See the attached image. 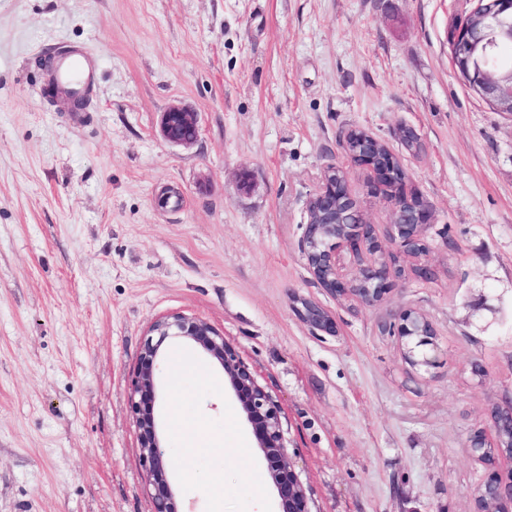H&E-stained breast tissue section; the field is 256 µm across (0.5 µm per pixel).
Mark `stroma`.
<instances>
[{
	"mask_svg": "<svg viewBox=\"0 0 512 512\" xmlns=\"http://www.w3.org/2000/svg\"><path fill=\"white\" fill-rule=\"evenodd\" d=\"M477 0H0V512H151L128 382L153 321L211 323L281 408L309 512H473L468 448L512 404V117L451 62ZM81 44L82 110L39 59ZM197 112L190 146L160 116ZM424 149L410 154L401 126ZM364 129L434 210L429 280L374 305L322 288L302 251L321 173ZM349 190L382 252L391 205ZM177 187V208L156 196ZM335 321L314 328L293 308ZM413 308L429 365L384 332ZM161 416L180 512H274L266 464L218 370L168 347ZM245 452L187 455L174 419ZM298 315L312 326L326 332H333L334 323L332 318L316 304L302 300L301 307H296Z\"/></svg>",
	"mask_w": 512,
	"mask_h": 512,
	"instance_id": "1",
	"label": "stroma"
}]
</instances>
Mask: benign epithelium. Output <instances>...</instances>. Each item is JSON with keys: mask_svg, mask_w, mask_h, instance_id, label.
I'll return each instance as SVG.
<instances>
[{"mask_svg": "<svg viewBox=\"0 0 512 512\" xmlns=\"http://www.w3.org/2000/svg\"><path fill=\"white\" fill-rule=\"evenodd\" d=\"M512 43V0H478L477 7L457 24L452 40V64L468 86L487 100L496 110L512 117V68L488 67V58L501 43ZM160 131L166 142L175 146L193 144L199 134L198 113L173 105L160 118ZM356 147L346 151L352 167L367 170L373 183L393 207V239L400 252L415 256L422 238L432 224V207L423 197L414 202L411 191L399 190L390 183V174L403 169L401 159L371 133L355 128L347 132ZM331 165L321 177L318 190L307 201L308 221L303 236V250L309 270L317 282L330 293L345 297L362 286L359 300L371 305L393 287L400 278L399 268L391 267L390 256L380 251L372 227L362 211L350 209L347 234L326 248L317 246L319 224L316 218L336 211V202L350 196L347 178L336 177ZM378 254L370 265L345 275L340 266V252L357 253L361 248ZM298 315L312 326L326 332L334 329L332 318L316 304L303 300L296 308ZM398 335L415 341V346L433 344V324L411 308L394 314ZM181 340L198 349L213 366L222 370L228 381L267 463V470L276 490V512H308L303 483L292 468L280 419V406L258 384L249 367L220 333L205 320L174 313L155 321L140 352L137 368L129 388V404L135 415L141 458L147 475L151 512H178L172 485L169 458L160 432L155 407L163 389L161 366L165 356L164 343ZM482 486L499 499V512H512V468L506 472L494 469L487 473Z\"/></svg>", "mask_w": 512, "mask_h": 512, "instance_id": "obj_1", "label": "benign epithelium"}]
</instances>
